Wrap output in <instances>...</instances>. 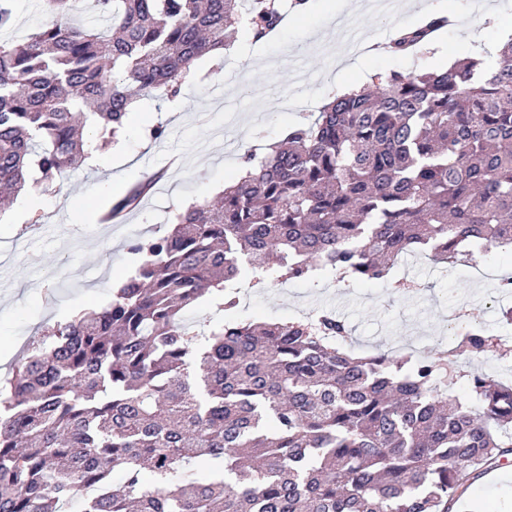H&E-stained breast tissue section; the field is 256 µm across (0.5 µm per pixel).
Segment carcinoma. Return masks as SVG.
I'll use <instances>...</instances> for the list:
<instances>
[{
  "instance_id": "carcinoma-1",
  "label": "carcinoma",
  "mask_w": 512,
  "mask_h": 512,
  "mask_svg": "<svg viewBox=\"0 0 512 512\" xmlns=\"http://www.w3.org/2000/svg\"><path fill=\"white\" fill-rule=\"evenodd\" d=\"M41 2L50 22L0 40V206L116 143L132 103L176 98L238 31L259 41L283 20L273 0H92L101 33L69 21L84 0ZM446 23L391 49L415 52ZM244 163L169 233L130 242L137 267L109 303L18 357L0 391V512H450L478 470L512 457L499 430L512 384L474 375L478 406L450 397L458 355L497 351L482 329L411 360L336 347L350 332L330 311L189 322L201 299L234 309L244 271L254 286L369 281L416 248L450 264L512 251V39L488 67L466 57L334 92Z\"/></svg>"
}]
</instances>
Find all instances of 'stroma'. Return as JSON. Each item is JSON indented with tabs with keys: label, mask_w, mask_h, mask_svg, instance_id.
<instances>
[{
	"label": "stroma",
	"mask_w": 512,
	"mask_h": 512,
	"mask_svg": "<svg viewBox=\"0 0 512 512\" xmlns=\"http://www.w3.org/2000/svg\"><path fill=\"white\" fill-rule=\"evenodd\" d=\"M425 2L432 14L456 18L434 51L377 56L372 40L380 31L417 26L421 13H385L363 0H312L308 14L288 13L273 39L255 43L243 37L222 58L199 59L198 78L183 85L175 102H141L127 117L120 146L97 152V164L68 173L60 191L35 190L14 204L0 218V382L45 327L111 300L115 285L136 265L126 250L130 239L166 234L177 207L215 197L236 177L244 153L283 138L319 111L341 83L369 85L392 71L444 69L467 52L493 59L498 35L482 26L476 0ZM223 82L225 102L210 95ZM160 121L167 136L156 141L150 130ZM158 170L163 178L124 223L101 222L115 199L113 181L128 186ZM510 274L512 255L506 253L451 268L429 254H412L379 281L242 285L238 316L292 321L332 311L348 325L358 353L400 349L435 359L472 327L492 331L512 352V325L501 320L502 309L512 307V294L497 288ZM399 281L417 288L397 291ZM459 362L460 399L471 396V373L512 381V355H464ZM460 503L464 512H498L512 503V460L494 467L491 478L470 481Z\"/></svg>",
	"instance_id": "stroma-1"
}]
</instances>
